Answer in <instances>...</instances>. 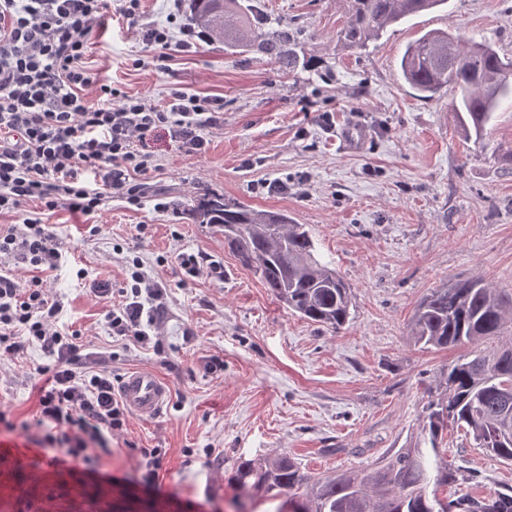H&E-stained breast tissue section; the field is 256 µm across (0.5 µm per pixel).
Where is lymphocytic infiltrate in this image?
<instances>
[{"instance_id": "lymphocytic-infiltrate-1", "label": "lymphocytic infiltrate", "mask_w": 512, "mask_h": 512, "mask_svg": "<svg viewBox=\"0 0 512 512\" xmlns=\"http://www.w3.org/2000/svg\"><path fill=\"white\" fill-rule=\"evenodd\" d=\"M108 0H0V215L24 203L43 210L83 215L109 198L137 204L148 192L146 177L157 168L147 145L166 131L185 152H205V131L224 124L208 99L173 92L167 105L129 97L94 76L83 58ZM62 255L41 217L0 226V346L21 356L38 345L52 362L37 367L35 384L43 443L56 450L53 462L110 484L119 476L102 471L111 455L114 430L126 410L115 393L102 356L87 350L77 332L61 330L64 308L51 296L45 272ZM32 270L15 280L11 265ZM111 336L149 343L163 310L165 288L139 258L129 259L122 287L96 281Z\"/></svg>"}]
</instances>
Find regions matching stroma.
Segmentation results:
<instances>
[{
    "mask_svg": "<svg viewBox=\"0 0 512 512\" xmlns=\"http://www.w3.org/2000/svg\"><path fill=\"white\" fill-rule=\"evenodd\" d=\"M244 3L260 32H293L288 71L269 56L204 41L160 58L111 9L84 59L89 71L155 105L175 91L208 97L224 125L207 131L202 154L159 133V167L140 204L110 198L89 216H43L62 253L50 291L64 301L63 323L110 354L114 380L149 369L171 388L154 418L127 415L101 461L131 475L140 449H161L162 493L95 482L52 466L40 449L0 465V512H233L238 461L281 453L319 477L370 470L413 447L443 373L468 352L414 344L409 325L420 301L473 276L512 293V108L499 109L491 136L477 144L458 132L457 89L424 100L399 76L405 46L432 29L486 39L512 56V0H448L362 50L337 42L343 0ZM351 123L367 132L354 149L337 135ZM264 180L288 190H262ZM203 193L285 209L306 225L350 285V325L334 333L284 310L225 249L223 235L195 219ZM92 224L100 227L94 236ZM182 252L204 254L219 274L185 277L176 263ZM134 256L166 289L160 334L148 345L112 338L105 306L89 290L93 279L120 287ZM80 269L87 279H77ZM49 362L36 345L18 358L0 349V411L15 424L0 427L1 438L42 439L33 386L36 367ZM441 453L474 477L449 493L512 489V465L464 431L445 433Z\"/></svg>",
    "mask_w": 512,
    "mask_h": 512,
    "instance_id": "obj_1",
    "label": "stroma"
}]
</instances>
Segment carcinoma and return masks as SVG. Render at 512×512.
<instances>
[{"instance_id":"1","label":"carcinoma","mask_w":512,"mask_h":512,"mask_svg":"<svg viewBox=\"0 0 512 512\" xmlns=\"http://www.w3.org/2000/svg\"><path fill=\"white\" fill-rule=\"evenodd\" d=\"M348 17L340 43L362 49L389 27L447 0H346ZM187 22L227 49L254 48L282 68L292 65L288 32L260 41L248 9L239 0H189ZM400 75L415 94L430 99L452 85L460 90L454 112L470 140L491 133L498 109L512 103V57L491 43L462 40L431 30L409 42ZM212 224L240 265L259 277L282 306L334 332L352 320L351 290L319 253L305 225L286 210L258 209L242 202L202 199L195 210ZM410 335L426 348L472 349L448 366L441 397L429 401L417 443L370 471L333 478L311 477L282 453L244 460L231 477L233 501L262 495L279 503L274 512H512V492L492 490L481 498L466 492L450 500L439 490L459 482L439 445L452 425L472 436L476 447L501 463L512 462V295L476 276L435 288L416 308Z\"/></svg>"}]
</instances>
